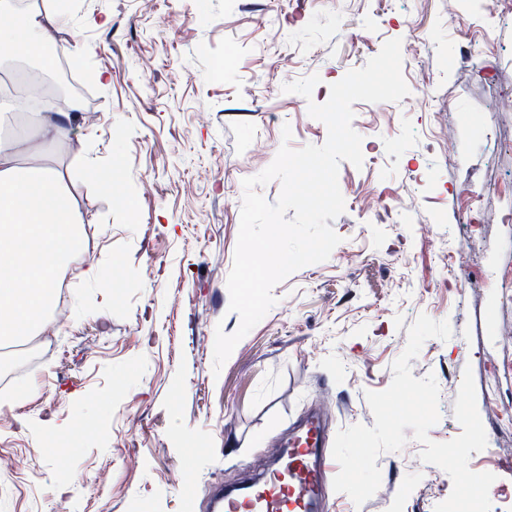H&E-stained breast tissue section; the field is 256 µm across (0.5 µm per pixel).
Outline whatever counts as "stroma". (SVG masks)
I'll return each mask as SVG.
<instances>
[{
    "instance_id": "1",
    "label": "stroma",
    "mask_w": 512,
    "mask_h": 512,
    "mask_svg": "<svg viewBox=\"0 0 512 512\" xmlns=\"http://www.w3.org/2000/svg\"><path fill=\"white\" fill-rule=\"evenodd\" d=\"M55 69L81 111L43 156L84 216L70 301L30 339L0 343V512H211L210 491L262 471L290 427L332 400L329 435L373 425L407 329L448 321L414 377L434 375L437 442L462 428L472 370L487 446L469 467L496 477L491 512H512V15L485 22L447 0H57ZM401 42V102L353 105L362 167L339 166L331 226L357 259L304 266L213 369L216 328L234 332L227 278L242 181L290 146L324 144L308 114L331 84ZM311 98L283 92L310 75ZM111 169L104 190L84 162ZM484 213L478 229L473 218ZM471 255L446 279L451 248ZM107 272L92 283L82 267ZM408 440L376 462L362 505L327 489L328 512H434L452 480ZM194 461L185 469V458Z\"/></svg>"
}]
</instances>
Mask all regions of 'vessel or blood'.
Returning <instances> with one entry per match:
<instances>
[{
    "label": "vessel or blood",
    "instance_id": "b4317fda",
    "mask_svg": "<svg viewBox=\"0 0 512 512\" xmlns=\"http://www.w3.org/2000/svg\"><path fill=\"white\" fill-rule=\"evenodd\" d=\"M327 415L317 411L294 429L284 468L244 487L218 489V512H322L325 502Z\"/></svg>",
    "mask_w": 512,
    "mask_h": 512
}]
</instances>
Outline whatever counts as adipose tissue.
Listing matches in <instances>:
<instances>
[{
  "label": "adipose tissue",
  "mask_w": 512,
  "mask_h": 512,
  "mask_svg": "<svg viewBox=\"0 0 512 512\" xmlns=\"http://www.w3.org/2000/svg\"><path fill=\"white\" fill-rule=\"evenodd\" d=\"M49 21L38 6L21 11L12 0H0V47L41 57L51 40ZM64 134L59 118L43 114L36 137L0 142L1 342L41 329L58 279L82 246V213L68 201L56 173L39 162L42 144ZM22 153L29 163H19Z\"/></svg>",
  "instance_id": "1"
}]
</instances>
